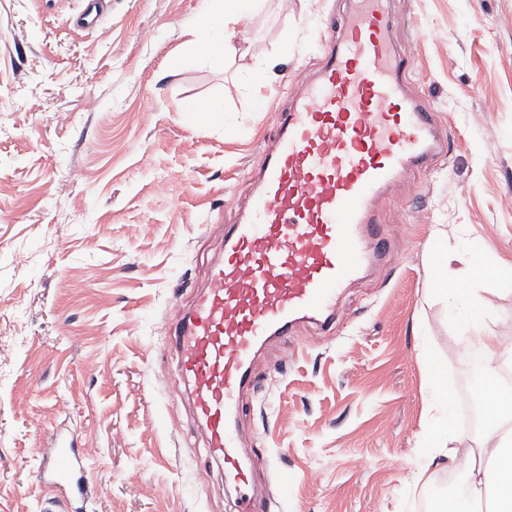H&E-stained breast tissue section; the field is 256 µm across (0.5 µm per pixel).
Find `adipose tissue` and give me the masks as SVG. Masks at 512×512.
Wrapping results in <instances>:
<instances>
[{"mask_svg": "<svg viewBox=\"0 0 512 512\" xmlns=\"http://www.w3.org/2000/svg\"><path fill=\"white\" fill-rule=\"evenodd\" d=\"M268 0H204L195 23L194 47L187 63L205 60L223 65L226 57L236 54L228 29L231 24L264 11ZM431 384V400L441 416L431 430L425 452L427 461L447 455L451 430L447 414L452 406L453 391L441 369L433 364L426 367ZM482 402L493 429L492 442L480 453L461 449L465 462L464 477L474 498H486L488 512H512V430H501L503 421L512 419V390L479 387Z\"/></svg>", "mask_w": 512, "mask_h": 512, "instance_id": "adipose-tissue-1", "label": "adipose tissue"}]
</instances>
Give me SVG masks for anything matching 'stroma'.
Here are the masks:
<instances>
[{"label": "stroma", "mask_w": 512, "mask_h": 512, "mask_svg": "<svg viewBox=\"0 0 512 512\" xmlns=\"http://www.w3.org/2000/svg\"><path fill=\"white\" fill-rule=\"evenodd\" d=\"M202 0H0V512H39L35 452L57 426L87 462L82 512H235L188 395L167 316L204 284L236 223L290 90L321 61L320 32L348 0H271L234 25L222 67L181 66ZM408 84L454 139L373 205L390 240L351 282L336 326L298 323L263 346L244 422L260 512H420L459 471L419 480L427 361L463 387L469 328L430 292L470 253L512 264V0H393ZM218 99L225 122L190 121ZM487 324L512 355V294L489 290Z\"/></svg>", "instance_id": "stroma-1"}]
</instances>
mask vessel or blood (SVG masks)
<instances>
[{
    "label": "vessel or blood",
    "mask_w": 512,
    "mask_h": 512,
    "mask_svg": "<svg viewBox=\"0 0 512 512\" xmlns=\"http://www.w3.org/2000/svg\"><path fill=\"white\" fill-rule=\"evenodd\" d=\"M398 26L391 0H350L327 19L321 66L279 111L248 212L225 227L205 289L169 320L175 380L239 492L238 512H257L238 421L256 352L298 321L333 325L339 290L387 250L374 198L448 150L451 130L406 90L413 64L392 42ZM86 471L68 430L38 449L34 477L55 492L42 512H77Z\"/></svg>",
    "instance_id": "1"
}]
</instances>
